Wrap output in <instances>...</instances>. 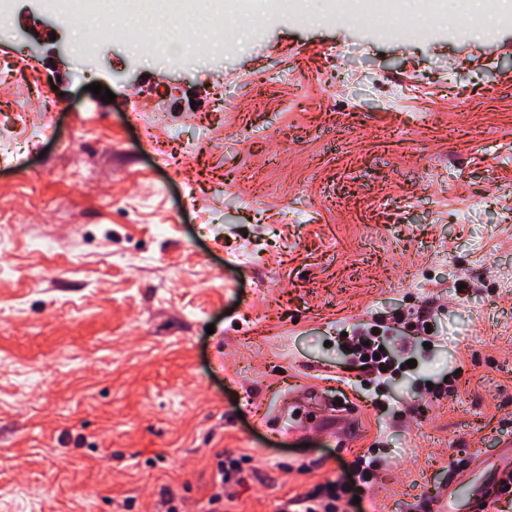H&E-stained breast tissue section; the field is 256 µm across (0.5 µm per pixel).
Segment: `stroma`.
Listing matches in <instances>:
<instances>
[{
  "label": "stroma",
  "mask_w": 512,
  "mask_h": 512,
  "mask_svg": "<svg viewBox=\"0 0 512 512\" xmlns=\"http://www.w3.org/2000/svg\"><path fill=\"white\" fill-rule=\"evenodd\" d=\"M306 7L256 0L219 54L179 20L164 56L103 39L91 68L96 18L0 15V512H198L240 455L224 512L361 455L341 512H409L512 455V0L407 37ZM288 404L313 416L289 437Z\"/></svg>",
  "instance_id": "stroma-1"
}]
</instances>
